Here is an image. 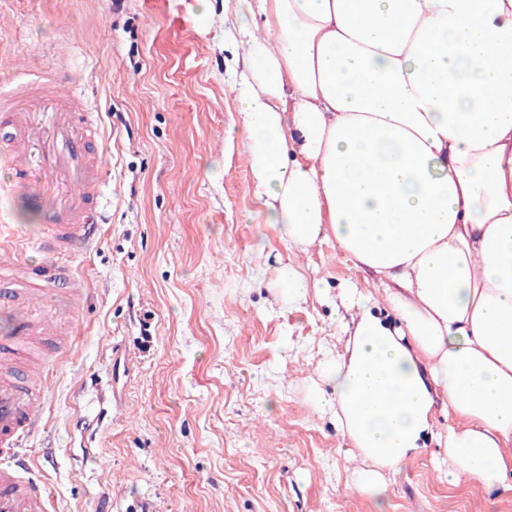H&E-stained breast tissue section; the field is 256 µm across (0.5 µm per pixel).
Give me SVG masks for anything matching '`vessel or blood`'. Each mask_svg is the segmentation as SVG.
<instances>
[{
	"instance_id": "1",
	"label": "vessel or blood",
	"mask_w": 512,
	"mask_h": 512,
	"mask_svg": "<svg viewBox=\"0 0 512 512\" xmlns=\"http://www.w3.org/2000/svg\"><path fill=\"white\" fill-rule=\"evenodd\" d=\"M75 89L27 98H0L9 113L10 131L0 141V162L8 168L12 186L39 182L46 198L43 237L31 247L50 249L51 256L30 281L47 286L66 282L79 288L69 264L72 254L89 247L98 225L93 218L100 204V134L84 105L75 104ZM0 313L12 322L0 336V512H50V497L23 474L14 460L23 438L41 422L37 404L43 395L35 377L19 376L28 344L49 333L46 319L31 310V291L11 284L0 295Z\"/></svg>"
}]
</instances>
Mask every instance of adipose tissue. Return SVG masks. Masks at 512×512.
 <instances>
[{
	"label": "adipose tissue",
	"mask_w": 512,
	"mask_h": 512,
	"mask_svg": "<svg viewBox=\"0 0 512 512\" xmlns=\"http://www.w3.org/2000/svg\"><path fill=\"white\" fill-rule=\"evenodd\" d=\"M241 144L282 238L388 280L327 367L398 470L448 414L449 483L512 490V0H233ZM263 23L252 27L254 15ZM389 311L401 322L390 328Z\"/></svg>",
	"instance_id": "1"
}]
</instances>
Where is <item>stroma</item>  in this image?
Masks as SVG:
<instances>
[{
  "instance_id": "35a3bbf8",
  "label": "stroma",
  "mask_w": 512,
  "mask_h": 512,
  "mask_svg": "<svg viewBox=\"0 0 512 512\" xmlns=\"http://www.w3.org/2000/svg\"><path fill=\"white\" fill-rule=\"evenodd\" d=\"M36 63L83 89L103 139L101 230L71 261L85 294L40 300L70 341L18 451L54 512H512V492L449 484L433 438L369 482L324 406L353 317L338 295L383 288L335 243L266 223L230 142L224 0H0V85ZM9 181L0 164V243L36 267L45 202ZM287 265L305 300L279 286Z\"/></svg>"
}]
</instances>
